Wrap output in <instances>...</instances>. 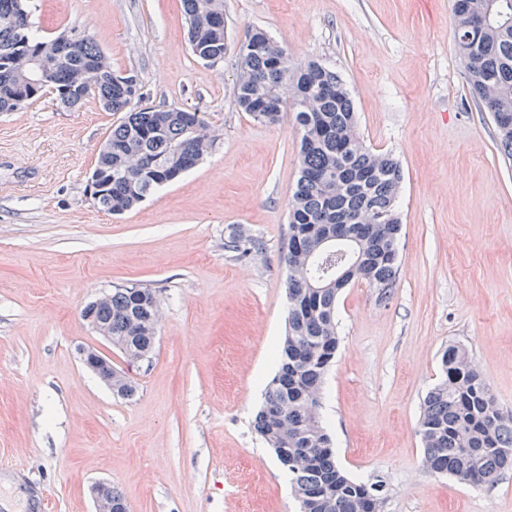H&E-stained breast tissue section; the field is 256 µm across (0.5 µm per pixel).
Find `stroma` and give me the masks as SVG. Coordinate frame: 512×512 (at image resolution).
<instances>
[{
    "instance_id": "stroma-1",
    "label": "stroma",
    "mask_w": 512,
    "mask_h": 512,
    "mask_svg": "<svg viewBox=\"0 0 512 512\" xmlns=\"http://www.w3.org/2000/svg\"><path fill=\"white\" fill-rule=\"evenodd\" d=\"M38 35L92 36L149 106L204 112L216 140L137 208L102 211L90 172L121 118L52 92L0 112V500L13 512H94L92 488L130 512H297L254 429L288 309L284 234L299 175L293 112L238 108L237 49L262 28L295 61L336 71L358 133L400 162V273L389 299L340 294V345L319 416L336 459L383 481V512H512V469L470 487L432 473L422 400L448 345H464L512 415V163L471 97L452 0H224L228 51L211 67L185 38L181 0H32ZM255 241L237 257L232 238ZM152 289L155 345L130 363L82 318L118 285ZM99 350L132 379L124 399L82 363Z\"/></svg>"
}]
</instances>
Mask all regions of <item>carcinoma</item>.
<instances>
[{
	"mask_svg": "<svg viewBox=\"0 0 512 512\" xmlns=\"http://www.w3.org/2000/svg\"><path fill=\"white\" fill-rule=\"evenodd\" d=\"M187 41L206 65L227 52L223 0H182ZM455 46L467 71L472 97L491 104L501 153L512 160V0H453ZM488 21L475 25L479 13ZM33 32L26 0H0V112L13 111L11 86L36 85L35 97L55 93L66 109L89 97L107 112H122L97 165L112 175L98 207L114 215L143 202L161 182L194 168L214 143L204 113L188 108H131L143 85L137 73L122 76L96 42L86 36L65 55L55 39L32 36L20 50V34ZM49 59V75L31 70L30 55ZM88 58L98 74H86ZM233 95L239 109L259 123L275 125L292 106L301 134L300 168L289 202L286 232L287 330L277 355L280 368L269 382L254 427L274 452L284 450L300 512H374L373 485L350 479L336 464L333 439L315 413L321 385L338 348L336 300L352 281L388 298L399 276L402 231L395 202L404 179L400 163L375 153L356 130L348 88L318 62L295 63L288 49L261 29L237 53ZM112 346L133 359L151 353L159 300L138 285L112 289L90 303ZM444 378L427 392L419 433L424 462L472 487L491 485L512 467V416L503 415L468 350L450 344L442 355Z\"/></svg>",
	"mask_w": 512,
	"mask_h": 512,
	"instance_id": "cac0c4a2",
	"label": "carcinoma"
}]
</instances>
